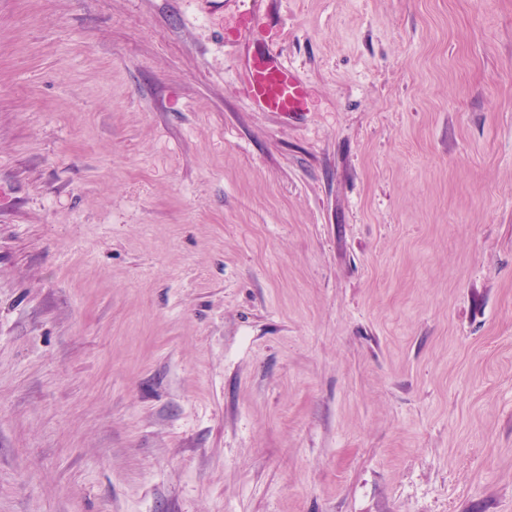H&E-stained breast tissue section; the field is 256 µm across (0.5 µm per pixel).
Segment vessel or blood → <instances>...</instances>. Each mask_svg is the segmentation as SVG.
<instances>
[{
	"instance_id": "vessel-or-blood-1",
	"label": "vessel or blood",
	"mask_w": 512,
	"mask_h": 512,
	"mask_svg": "<svg viewBox=\"0 0 512 512\" xmlns=\"http://www.w3.org/2000/svg\"><path fill=\"white\" fill-rule=\"evenodd\" d=\"M251 98L265 112L305 111L307 93L299 76L270 53L254 57L248 76Z\"/></svg>"
}]
</instances>
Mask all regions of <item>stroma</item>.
Returning a JSON list of instances; mask_svg holds the SVG:
<instances>
[{"instance_id":"obj_1","label":"stroma","mask_w":512,"mask_h":512,"mask_svg":"<svg viewBox=\"0 0 512 512\" xmlns=\"http://www.w3.org/2000/svg\"><path fill=\"white\" fill-rule=\"evenodd\" d=\"M0 512H512V0H0ZM251 98L263 112H304L307 93L299 76L278 57L264 52L254 57L248 76Z\"/></svg>"}]
</instances>
